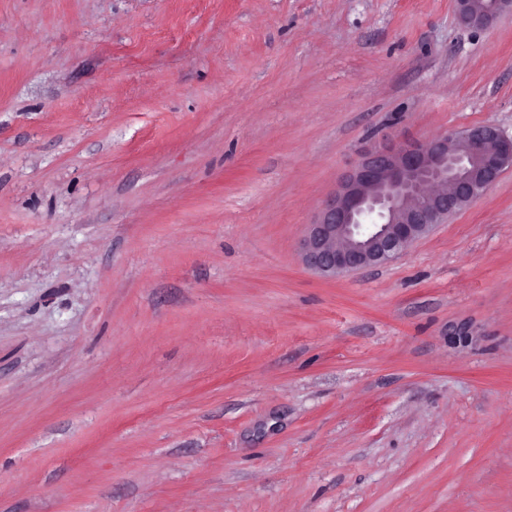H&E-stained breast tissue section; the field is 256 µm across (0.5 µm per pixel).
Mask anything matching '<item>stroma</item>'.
I'll return each mask as SVG.
<instances>
[{
  "mask_svg": "<svg viewBox=\"0 0 512 512\" xmlns=\"http://www.w3.org/2000/svg\"><path fill=\"white\" fill-rule=\"evenodd\" d=\"M478 123L512 12L0 0V512H512V169L298 253L365 149ZM457 23L467 30H481L493 24L504 12L512 11L511 0H455Z\"/></svg>",
  "mask_w": 512,
  "mask_h": 512,
  "instance_id": "1",
  "label": "stroma"
}]
</instances>
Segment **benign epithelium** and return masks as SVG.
Masks as SVG:
<instances>
[{"label": "benign epithelium", "instance_id": "1", "mask_svg": "<svg viewBox=\"0 0 512 512\" xmlns=\"http://www.w3.org/2000/svg\"><path fill=\"white\" fill-rule=\"evenodd\" d=\"M454 9L459 26L476 31L512 11V0H455ZM511 167L512 138L492 124L374 144L307 225L301 261L326 278L386 264L487 194Z\"/></svg>", "mask_w": 512, "mask_h": 512}]
</instances>
